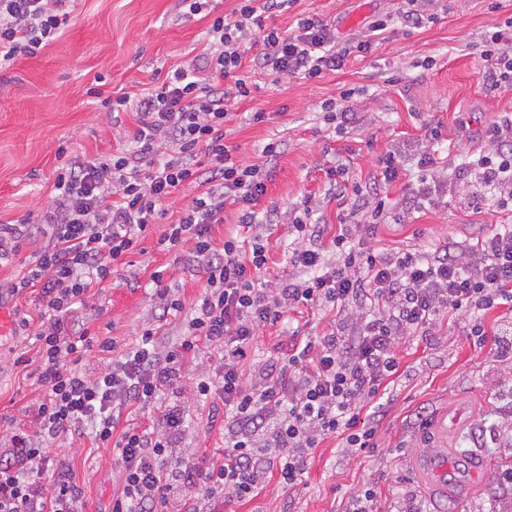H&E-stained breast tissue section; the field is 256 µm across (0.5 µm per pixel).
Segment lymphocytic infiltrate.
<instances>
[{"label": "lymphocytic infiltrate", "instance_id": "obj_1", "mask_svg": "<svg viewBox=\"0 0 512 512\" xmlns=\"http://www.w3.org/2000/svg\"><path fill=\"white\" fill-rule=\"evenodd\" d=\"M295 2L239 0L231 13L213 17L206 52L169 70L141 97L104 99L109 112L137 115L129 148L63 163L37 222L0 224V261L24 245L35 247L26 273L7 290L39 294L37 380L44 390L35 438L12 435L0 454V512H80L82 491L52 456L58 439L76 433L91 434L116 455L122 489L112 512H168L175 500L182 512H197L195 500L218 494L245 500L271 469L291 486L327 437L341 438L346 452L371 447L373 432L361 419L379 416L403 339L434 335L444 317H462L475 335L489 336L493 359L512 356V321L484 329L490 310H512V224L494 225L464 246L381 251L373 245L388 213L383 191L402 176L400 152L380 157L371 192L353 181L350 159L326 168L327 194L342 217L331 233L313 220L319 199L308 195L296 204L285 253L295 274L288 279H266L270 246L261 236L244 242L230 234L215 243L212 227L223 223L225 206L236 207L240 226L258 223L256 206L283 152V140L273 138L248 163L226 141L230 108L251 96L255 70L313 80L346 61L323 21L301 17L291 31L267 25ZM74 3L0 0V70L52 41ZM493 43L485 57L488 78L493 88L511 87L512 33L497 32ZM441 136L427 128L412 148L416 181L407 209L436 205L449 193L438 170ZM482 136L486 151L462 171L489 190L496 207L512 211V114L491 122ZM195 185L201 193L157 241L169 253L193 240L188 261L204 274L183 335L161 346L148 325L122 349L96 339L81 315L87 300L103 291L183 189ZM301 306L334 312L331 332L315 338L291 332L256 360L260 331ZM205 345L224 357L219 368L197 373L194 392L224 406V457L192 462L181 446L187 413L167 394ZM94 347L110 359L91 378L81 364ZM132 410L147 414L148 424L117 431L123 412Z\"/></svg>", "mask_w": 512, "mask_h": 512}]
</instances>
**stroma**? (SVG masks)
<instances>
[{"label": "stroma", "instance_id": "obj_1", "mask_svg": "<svg viewBox=\"0 0 512 512\" xmlns=\"http://www.w3.org/2000/svg\"><path fill=\"white\" fill-rule=\"evenodd\" d=\"M383 7L382 0H297L268 23L284 30L294 27L297 17H313L332 25L338 43L349 44L369 35ZM426 11L433 22L420 28L390 22L371 51L353 53L342 70L321 78L277 82L255 71L250 98L233 106L227 140L241 159L256 161L273 136L285 141L257 206L259 212L275 213L272 224L256 227L271 243L270 276L284 279L292 272L283 251L289 244V210L303 196L322 198L321 223H336V203L324 196V168L348 157L353 178L372 183L378 158L392 149H410L429 125L442 132L439 165L453 190L439 205L410 213L404 204L408 182H396L388 191L390 216L377 230L378 250L463 244L491 225L512 224V211L476 202L479 184L459 176L467 156H479L485 147L481 130L501 113H512V88L490 87L482 57L492 46V34L512 23V0H430ZM209 23L187 14L180 0H79L61 36L0 72V224L37 215L48 204L58 146L72 157L116 149L111 115L87 93L92 83L104 79L107 96L141 93L156 74L202 53ZM348 89L355 92V118L339 138L325 125L322 105ZM258 109L267 113V121L248 123L246 113ZM199 192L196 186L181 192L139 251L129 254L104 292L88 301L83 316L93 333L122 348L153 323L157 299L150 275L159 268L181 283L185 307L194 306L204 278L187 264L188 249L163 253L157 240ZM39 304L34 292L0 297L13 322L0 339V453L10 432L30 431L43 397L31 375L40 361L38 343L17 327L24 318L38 326ZM20 356L26 365L17 364ZM399 357L400 375L373 422L372 452L345 455L336 438H327L307 458L297 484L282 485L269 473L252 499L203 500L201 512H347L350 495L366 483L380 489L378 512H396L403 487L417 494L426 512H506L512 489L500 486L499 476L512 468V358L492 361L468 322L458 317L444 320L437 335L407 338ZM177 398L189 419L184 446L200 457L218 455L221 408L196 397L188 381ZM420 414L426 425L417 422ZM444 415L455 424L443 436L433 423ZM57 446V462L83 491L84 512H111L121 491L111 449L95 447L86 434L67 435ZM442 447L459 468L479 470L444 495L430 491L414 466L422 451Z\"/></svg>", "mask_w": 512, "mask_h": 512}]
</instances>
